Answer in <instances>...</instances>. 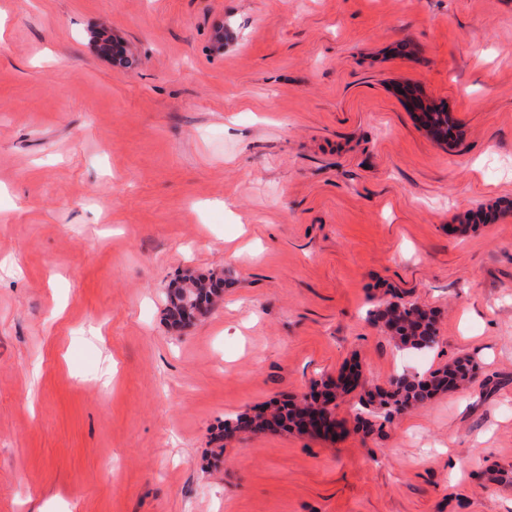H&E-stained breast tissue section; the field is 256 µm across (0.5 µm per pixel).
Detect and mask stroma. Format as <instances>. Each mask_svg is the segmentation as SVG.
<instances>
[{
	"label": "stroma",
	"instance_id": "stroma-1",
	"mask_svg": "<svg viewBox=\"0 0 512 512\" xmlns=\"http://www.w3.org/2000/svg\"><path fill=\"white\" fill-rule=\"evenodd\" d=\"M188 269L224 297L179 330ZM395 296L432 348L369 318ZM456 358L467 389L379 431L356 391L334 438L223 430ZM500 471L512 0H0V512H512ZM407 97L414 112H418L416 119L437 140L449 143L456 138V126L451 122L447 107L436 105L423 100L415 90H407ZM368 315L375 324L389 333L400 350L428 348L421 340H425V336L431 339V336L436 335L435 312L416 303L387 301L383 308L369 311Z\"/></svg>",
	"mask_w": 512,
	"mask_h": 512
}]
</instances>
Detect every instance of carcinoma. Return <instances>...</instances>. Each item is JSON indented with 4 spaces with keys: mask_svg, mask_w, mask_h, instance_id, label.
<instances>
[{
    "mask_svg": "<svg viewBox=\"0 0 512 512\" xmlns=\"http://www.w3.org/2000/svg\"><path fill=\"white\" fill-rule=\"evenodd\" d=\"M407 97L416 119L437 140L449 143L456 138V126L451 122L447 107L423 100L416 91L407 90ZM198 288L184 297L177 291L167 294L169 307L168 316H183L181 307L190 303L202 313L209 311L210 295L214 289L206 287L205 279H198ZM372 321L389 333L391 339L400 350H420L425 348L422 340L436 334L435 312L416 303H399L387 301L382 307L368 312ZM472 369L470 361L456 359L427 375H404L389 390L380 387L369 390L360 396L359 412L356 420L359 426L372 432L375 427H383V423L391 420L393 414L413 409L435 395L454 391L470 382ZM356 385H341L334 380L314 384L310 396L299 402L275 401L263 405L257 412L236 415L234 424L224 423V429L245 434H262L266 432L297 430L304 431L307 417L320 411L333 412L326 408L332 402L331 395L341 396L350 393Z\"/></svg>",
    "mask_w": 512,
    "mask_h": 512,
    "instance_id": "1",
    "label": "carcinoma"
}]
</instances>
